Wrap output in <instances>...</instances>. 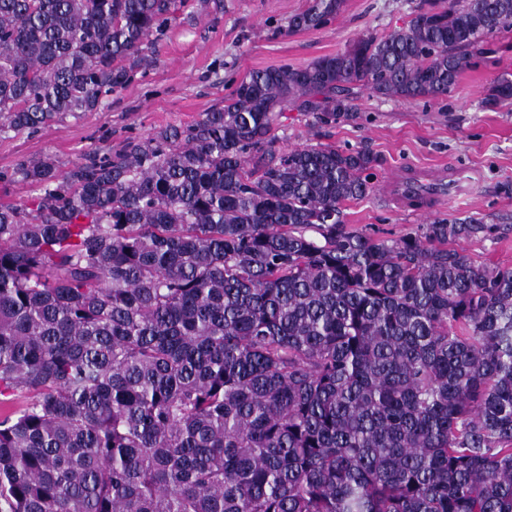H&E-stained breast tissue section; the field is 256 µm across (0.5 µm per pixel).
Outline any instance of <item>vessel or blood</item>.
I'll list each match as a JSON object with an SVG mask.
<instances>
[{"label": "vessel or blood", "mask_w": 512, "mask_h": 512, "mask_svg": "<svg viewBox=\"0 0 512 512\" xmlns=\"http://www.w3.org/2000/svg\"><path fill=\"white\" fill-rule=\"evenodd\" d=\"M461 182V172L450 168L411 166L392 172L383 185V194L399 208L426 214L456 191Z\"/></svg>", "instance_id": "b4317fda"}]
</instances>
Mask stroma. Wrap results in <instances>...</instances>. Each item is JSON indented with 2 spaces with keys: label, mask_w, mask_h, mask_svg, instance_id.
Segmentation results:
<instances>
[{
  "label": "stroma",
  "mask_w": 512,
  "mask_h": 512,
  "mask_svg": "<svg viewBox=\"0 0 512 512\" xmlns=\"http://www.w3.org/2000/svg\"><path fill=\"white\" fill-rule=\"evenodd\" d=\"M418 0H346L327 27L288 32L290 16L309 0H185L162 33L152 36L130 82L99 111L67 118L37 132L0 139V203L32 204L35 186L7 178L20 162L52 158L61 171L93 153H115L131 140L168 126H185L223 107L224 97L251 71L303 66L343 50L360 35H385L404 27ZM512 74V32L500 34L486 52L474 54L447 97L385 99L360 91L348 116L318 120L291 110L274 133L283 148L323 143L339 149L371 150L382 159L378 180L399 165L443 164L464 169L460 191L435 210L451 222L471 216L494 226L491 236L464 240L477 260L512 267V101L484 99L496 79ZM350 228L388 238L419 224L422 215L397 211L371 191L347 202Z\"/></svg>",
  "instance_id": "stroma-1"
}]
</instances>
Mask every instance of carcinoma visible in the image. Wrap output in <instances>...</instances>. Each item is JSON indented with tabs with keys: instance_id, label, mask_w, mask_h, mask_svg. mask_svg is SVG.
Returning a JSON list of instances; mask_svg holds the SVG:
<instances>
[{
	"instance_id": "1",
	"label": "carcinoma",
	"mask_w": 512,
	"mask_h": 512,
	"mask_svg": "<svg viewBox=\"0 0 512 512\" xmlns=\"http://www.w3.org/2000/svg\"><path fill=\"white\" fill-rule=\"evenodd\" d=\"M180 0H0V138L98 111ZM345 0H311L288 31ZM512 0L258 70L190 125L0 204V512H512V268L435 220L353 230L367 148L282 150L291 106L438 99ZM512 99L499 77L489 106Z\"/></svg>"
}]
</instances>
